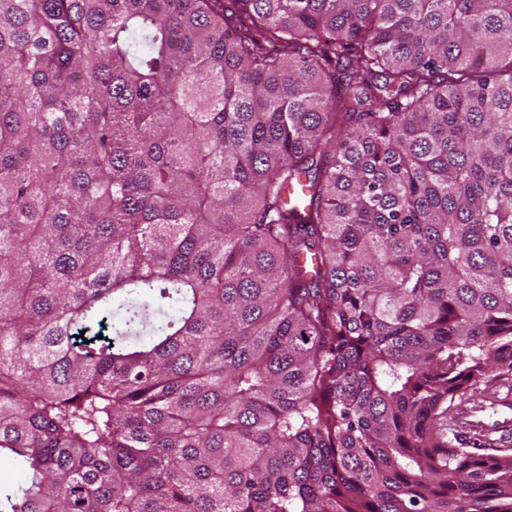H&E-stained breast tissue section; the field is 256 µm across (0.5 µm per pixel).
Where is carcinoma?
<instances>
[{"label": "carcinoma", "instance_id": "carcinoma-1", "mask_svg": "<svg viewBox=\"0 0 512 512\" xmlns=\"http://www.w3.org/2000/svg\"><path fill=\"white\" fill-rule=\"evenodd\" d=\"M505 356L512 0H0V512H512ZM489 381L486 383L487 395L490 400L504 397L508 392L511 394V406L506 408L503 406H496L494 409L487 408L483 412L475 414L472 420H480L486 424H492L494 422H504L505 420L512 421V368L505 364L495 365L493 372L490 373ZM471 413L468 410L459 412L457 415V422L462 424L464 428L469 430L472 436L471 430L475 431L476 435L482 436V433L487 430L488 436L492 433L497 432L496 428L489 427L481 422V427H476L477 422L467 420ZM486 426V428H485Z\"/></svg>", "mask_w": 512, "mask_h": 512}]
</instances>
